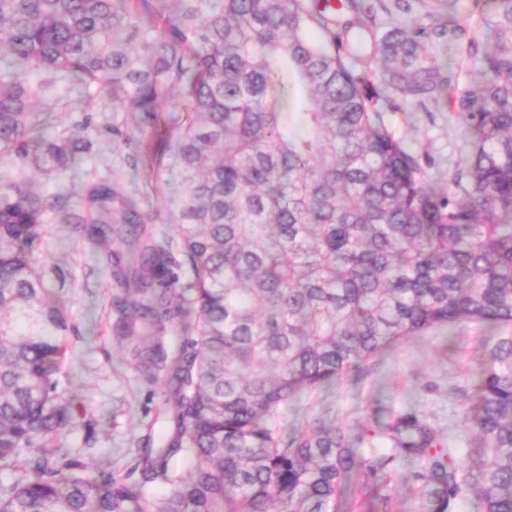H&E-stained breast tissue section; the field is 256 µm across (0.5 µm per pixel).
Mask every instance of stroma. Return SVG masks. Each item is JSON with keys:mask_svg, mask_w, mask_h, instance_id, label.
<instances>
[{"mask_svg": "<svg viewBox=\"0 0 512 512\" xmlns=\"http://www.w3.org/2000/svg\"><path fill=\"white\" fill-rule=\"evenodd\" d=\"M92 119L99 127L101 154L87 158L82 176L113 177L125 189H137L140 208L157 214L148 232L171 254H178L171 219L181 192L176 170L161 171L148 157L122 143L125 115L113 111L110 97L97 93ZM397 136L419 146L434 162L435 172L454 175L464 165L467 149L448 101L413 105L389 113ZM128 259L125 245L99 243L70 225L47 227L39 264L51 287L64 299L76 327L69 336L66 368L70 390L85 416L96 419V441L85 445L84 431L74 427L60 441L63 451L83 452L91 466L124 464L127 448L140 434V421L157 397L140 385L124 348L112 337V296L117 285L102 262L107 252ZM491 331L483 324L457 322L427 329L381 349L360 370L338 379L332 388L303 396L280 413L293 425L321 417L342 428L359 460H371L380 441L377 423L413 413L431 427L440 444L449 445L460 471L479 458L481 444L464 424L476 403L475 377L484 368ZM422 462L395 457L377 477L355 470L336 498V512H422Z\"/></svg>", "mask_w": 512, "mask_h": 512, "instance_id": "stroma-1", "label": "stroma"}]
</instances>
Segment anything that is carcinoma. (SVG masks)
<instances>
[{
    "mask_svg": "<svg viewBox=\"0 0 512 512\" xmlns=\"http://www.w3.org/2000/svg\"><path fill=\"white\" fill-rule=\"evenodd\" d=\"M486 30L463 50L480 80L462 87L429 50L459 27L389 26L367 0H0V512H335L349 472L381 470L340 428L290 430L280 411L406 336L512 322V0H494ZM35 71L84 112L107 90L181 177L187 280L173 287L152 244L115 273L113 338L161 387L122 469L58 446L76 425L93 440L95 421L68 396L69 310L37 255L49 223L103 239L154 216L113 179L64 183L99 136L89 117L46 134L58 115L35 107ZM445 97L468 142L446 186L388 123ZM171 98L191 114L173 135ZM29 170L62 188L36 191ZM474 390L465 421L484 453L463 475L416 417L380 430L424 459V512L459 498L512 512V335Z\"/></svg>",
    "mask_w": 512,
    "mask_h": 512,
    "instance_id": "obj_1",
    "label": "carcinoma"
}]
</instances>
